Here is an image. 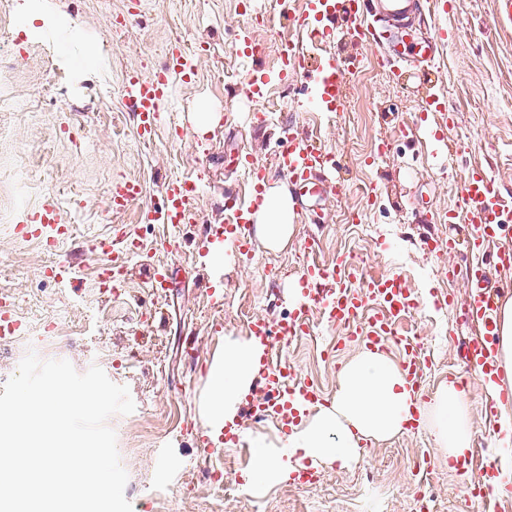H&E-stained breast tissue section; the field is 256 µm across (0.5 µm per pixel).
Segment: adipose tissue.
<instances>
[{
  "label": "adipose tissue",
  "instance_id": "adipose-tissue-1",
  "mask_svg": "<svg viewBox=\"0 0 512 512\" xmlns=\"http://www.w3.org/2000/svg\"><path fill=\"white\" fill-rule=\"evenodd\" d=\"M295 218L293 197L274 184L267 186L265 201L252 216L258 237L273 250L287 246L295 233ZM498 323L497 358L504 380L486 381V389L493 393L500 392L502 383L512 384V299L501 303ZM262 356L263 348L256 340L228 342L210 364L202 407L211 438H219L225 422L235 420ZM412 404L398 365L386 355L363 350L343 367L335 398L303 417L281 440L280 451H272L263 437L253 439V492L288 481L305 462L351 466L361 456L362 440H380L403 431ZM431 410V431L439 448L454 460L471 456L473 433L467 393L451 382L441 385Z\"/></svg>",
  "mask_w": 512,
  "mask_h": 512
}]
</instances>
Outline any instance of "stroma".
<instances>
[{
  "label": "stroma",
  "mask_w": 512,
  "mask_h": 512,
  "mask_svg": "<svg viewBox=\"0 0 512 512\" xmlns=\"http://www.w3.org/2000/svg\"><path fill=\"white\" fill-rule=\"evenodd\" d=\"M491 2L459 0L447 15H422V28L437 24L453 33L442 50L439 79L429 81L412 69L395 83L369 45L348 39L310 44L285 20L251 18L239 0H143L136 16L128 13L130 0H0V35L9 36L8 43L0 42V94L11 102L0 111V294L17 295L15 310L25 322L23 333L0 348V386L30 352L43 361H69L81 373L99 366L113 383L127 386L135 409L113 415L111 427L133 512H417L424 475L428 506L458 512L466 481L426 423L413 434L363 441L357 464L320 466L310 487L287 481L262 496L247 490L218 497L211 467H223L230 480L247 478L251 438L260 434L274 444L279 431L273 419L242 411L236 444L207 443L200 402L208 367L225 340L248 339L249 317L274 323L291 311L298 259L305 240L314 237V256L322 262L364 256V277L395 273L405 280L417 308L398 328L426 347L423 403L453 375L469 377L473 465L479 470L498 460L483 412L489 395L458 353L479 337L477 326L460 316L467 281L448 277L420 242L424 235L462 239L474 227L421 225L414 211L422 201L432 211H448L473 168L495 177L512 198V23L497 19ZM244 32L265 46L260 65L267 70L277 69V52L289 42L317 58L368 56L373 63L346 80L345 116L308 111L305 83L297 76L267 88V97L282 100L283 107L257 126L256 104L246 93L252 65L235 50ZM173 43L193 53L196 77L175 79L155 140L145 145L126 109L123 78L132 70L157 69ZM436 85L456 113L441 145L443 165L428 161L426 142L412 134L427 121L422 102ZM204 104L219 121L201 137L193 115ZM310 137L341 158L347 192L298 212L286 249L273 251L258 241L248 261L234 237H225L230 263L215 272L205 229L224 223L226 197L248 191L235 155L250 152L264 166L267 182H281L278 145ZM382 140L391 142L392 151L379 158ZM122 177L141 182L142 203L158 202L169 180H197L195 223L174 230L142 223V203L112 211L108 190ZM48 202L75 228L58 249L74 268L68 282L46 276L39 241L9 233ZM121 230L169 267V287L150 293L132 258L121 285L102 291L96 271L107 257L89 253L87 242ZM268 266L278 268L275 280L265 279ZM33 308L53 317V332L28 322ZM312 321L311 335L278 345L273 356L331 399L341 369L363 346L349 341L345 328L327 326L320 314ZM168 465V481H159L158 470Z\"/></svg>",
  "instance_id": "1"
}]
</instances>
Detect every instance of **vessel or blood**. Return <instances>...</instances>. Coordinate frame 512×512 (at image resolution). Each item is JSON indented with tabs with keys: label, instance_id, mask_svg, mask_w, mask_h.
<instances>
[{
	"label": "vessel or blood",
	"instance_id": "obj_1",
	"mask_svg": "<svg viewBox=\"0 0 512 512\" xmlns=\"http://www.w3.org/2000/svg\"><path fill=\"white\" fill-rule=\"evenodd\" d=\"M275 3L278 15L289 20L298 30H311L330 40L342 28L355 42L376 43L383 64L397 77L409 68L432 70L440 47L452 37L451 32L443 28L431 36L419 34L411 20L415 0H305L304 7L297 11L289 8L288 0H275ZM194 70V63L175 43L169 46L167 61L160 69L147 75L137 72L126 74V107L136 120L142 141L154 138L173 80L187 78ZM300 71L313 80L309 101L315 109L321 112L340 111L342 86L350 72L347 60L329 57L314 65L305 53L286 46L280 52V78L294 76ZM422 110L435 119L434 126L425 129V136L440 141L453 121L445 94L440 91L429 94L423 101ZM275 158L300 202L319 201L331 187L340 191L345 188L344 183L336 179L340 163L335 154L320 147L291 141L281 147ZM236 162L247 167L251 174L249 204H238L232 198L226 202L238 234V252L244 255L253 247L249 233L250 215L253 204L261 199L264 167L247 152L237 155ZM195 190V182L169 181L163 190L161 203L145 206L142 221L166 226L193 223L191 200ZM142 197L143 190L138 181L124 178L113 181L110 198L114 210H122ZM447 218L452 223L464 219L476 227L475 233L465 241L449 238L447 252L452 258L462 252L472 258L465 271L471 290L461 306V318L477 324L481 337L464 347L462 361L465 366L492 374L497 370L495 337L499 292L489 286L480 258L488 244L497 238L503 225L512 222V210L506 207L495 180L484 171L474 170L465 178L459 203L456 208L448 210ZM13 234L21 240H41L45 248L53 250L59 241L70 236L71 230L63 226L58 209L48 204L32 212L28 223L15 226ZM99 249L111 255L112 261L100 266L97 275L101 280H112L116 271L121 270L123 260L115 253L114 240H102ZM357 276L356 268L345 260L333 265L313 261L304 263L299 271L301 300L277 325H270L262 319L254 320L252 336L259 338L265 350L269 351L282 340L310 335L312 313L317 310L328 323L346 328L352 338L362 339L368 348L382 353L392 347L398 348L401 372L412 391H419L421 356L412 343L393 339L397 318L415 306L411 292L405 281L395 274L365 279L362 289L356 290L351 282ZM21 330L22 325L12 305H0V344L11 343ZM288 378L287 364H263L258 379L264 395L259 400L250 399L247 405L254 417H274L284 434L299 423L307 406L322 397V391L315 382L300 381L292 385Z\"/></svg>",
	"mask_w": 512,
	"mask_h": 512
}]
</instances>
